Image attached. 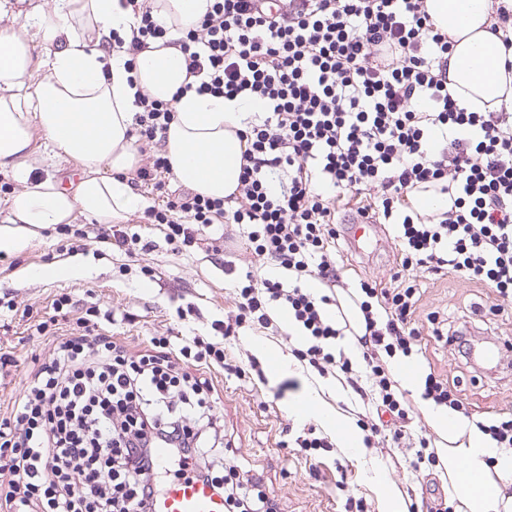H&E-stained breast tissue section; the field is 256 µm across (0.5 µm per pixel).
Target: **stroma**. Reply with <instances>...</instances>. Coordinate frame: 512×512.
Returning <instances> with one entry per match:
<instances>
[{
    "label": "stroma",
    "instance_id": "stroma-1",
    "mask_svg": "<svg viewBox=\"0 0 512 512\" xmlns=\"http://www.w3.org/2000/svg\"><path fill=\"white\" fill-rule=\"evenodd\" d=\"M123 227L153 241V250L114 249L102 239L100 224L81 216L39 230L31 246L18 254L0 255V355L13 360L8 376L0 377V418L8 417L24 391L34 361L49 359L54 336L79 328L87 308L111 312V320H99V327L112 329L133 351L147 348L154 336L206 335L212 323L234 312L245 270L260 265L238 240L234 224L200 228L199 243L191 248L168 244L165 225L147 223L140 211ZM224 231L233 234V242L220 241ZM371 238L359 253L345 243L337 245L350 286L363 280L389 282L396 269L399 250L391 226L375 229ZM406 278L420 286L417 327L426 348L417 360L420 375L454 378L469 412L512 415V371L494 373L455 360L449 347L434 338L427 320L432 312L441 320L462 316L475 340L512 342V313L497 311L491 292L463 276L410 271ZM63 292L71 294L73 307L56 321L52 302ZM37 319L45 321L46 330L40 340H28V327ZM296 347L285 330L250 326L224 342L228 362L243 374L214 373L210 401L224 419L220 452L234 461L239 481L262 475V492L278 503L280 512H383L370 481L377 469L401 490L408 512H427L436 498L455 508L440 467L426 476L412 470L421 439L436 448L443 444L424 415H416L400 440L366 447L361 454L336 447L335 433L321 427L316 434L327 438L328 447L309 452L296 447L307 423L289 417L288 408L311 392L342 417L357 418L351 389H324L322 377L294 359ZM287 380L298 381V389L281 390Z\"/></svg>",
    "mask_w": 512,
    "mask_h": 512
}]
</instances>
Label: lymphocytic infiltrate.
<instances>
[{
	"label": "lymphocytic infiltrate",
	"instance_id": "1",
	"mask_svg": "<svg viewBox=\"0 0 512 512\" xmlns=\"http://www.w3.org/2000/svg\"><path fill=\"white\" fill-rule=\"evenodd\" d=\"M178 44L197 92L259 103L262 117L237 132L246 148L236 193H177L162 150L175 109L138 94L136 135L153 154L136 179L163 199L145 216L186 247L193 225H246L249 249L282 276L246 271L215 340L155 336L133 352L86 309L81 330L57 336L0 419V512H154L161 446L173 475L210 485L226 512H278L215 476L208 460L222 417L206 401L214 385L205 372L223 366L225 339L247 323L273 328L272 308L286 309L313 340L298 360L322 376L340 368L375 407L372 435L396 440L414 411L385 362L421 349L419 289L400 287L405 271L463 275L491 288L499 310L512 307V117L451 98L450 43L424 0H211ZM423 192L446 196L447 210L421 215L412 197ZM346 210L395 225L403 255L393 287L364 281L349 298L364 317L357 342L372 394L325 350L344 335L323 308L348 288L336 263V216ZM310 277L321 297L304 291Z\"/></svg>",
	"mask_w": 512,
	"mask_h": 512
}]
</instances>
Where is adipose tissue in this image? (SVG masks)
<instances>
[{"instance_id": "obj_1", "label": "adipose tissue", "mask_w": 512, "mask_h": 512, "mask_svg": "<svg viewBox=\"0 0 512 512\" xmlns=\"http://www.w3.org/2000/svg\"><path fill=\"white\" fill-rule=\"evenodd\" d=\"M209 0H154L153 14L165 25L187 29L204 15ZM434 23L448 33V90L470 112L512 114V47L489 31L491 0H426ZM44 55L41 78L31 73L27 42L0 32V173L25 185L5 199L0 254L22 251L36 229L72 223L77 216L119 224L144 209L145 198L125 179L139 160L131 134L136 92L172 102L176 116L163 140L174 178L196 193L222 198L235 192L245 149L235 131L256 106L221 96L185 91L186 63L178 45L129 51L132 8L125 0H53L51 9L33 5ZM43 138L47 150L35 148ZM77 160L83 173L73 188L34 178L47 163ZM430 427L465 443L445 450V472L458 512H512V483L495 441L476 428L452 423L447 409L424 408ZM481 476L486 492L472 490L462 471Z\"/></svg>"}]
</instances>
